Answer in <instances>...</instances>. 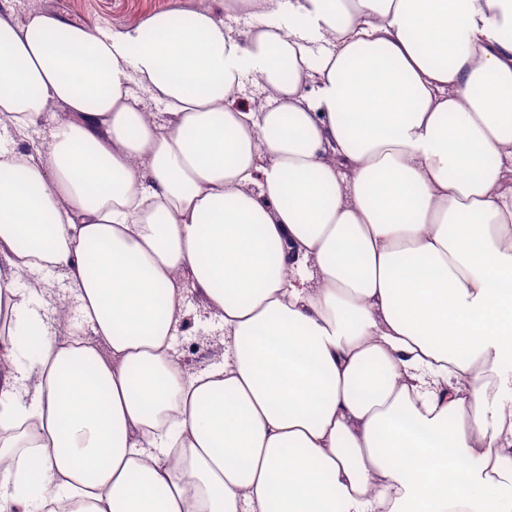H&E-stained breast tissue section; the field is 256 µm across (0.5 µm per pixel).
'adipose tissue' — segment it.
Segmentation results:
<instances>
[{"mask_svg":"<svg viewBox=\"0 0 512 512\" xmlns=\"http://www.w3.org/2000/svg\"><path fill=\"white\" fill-rule=\"evenodd\" d=\"M177 16L0 10V512H512V0ZM183 321L174 345L186 360V369H202L224 358V331L218 318L206 310L191 292H187Z\"/></svg>","mask_w":512,"mask_h":512,"instance_id":"obj_1","label":"adipose tissue"}]
</instances>
